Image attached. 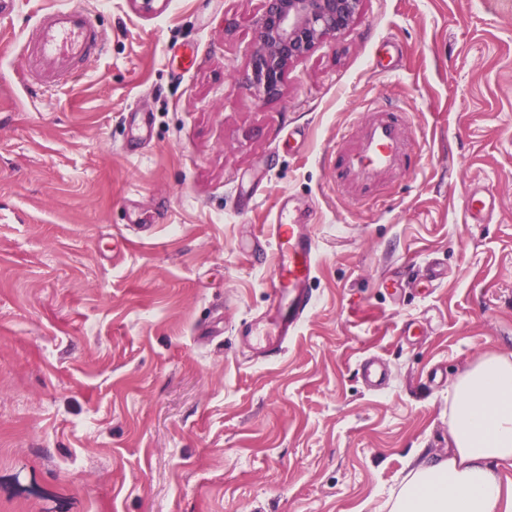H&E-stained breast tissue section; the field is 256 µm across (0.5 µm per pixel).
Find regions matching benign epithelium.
I'll use <instances>...</instances> for the list:
<instances>
[{
	"instance_id": "1",
	"label": "benign epithelium",
	"mask_w": 512,
	"mask_h": 512,
	"mask_svg": "<svg viewBox=\"0 0 512 512\" xmlns=\"http://www.w3.org/2000/svg\"><path fill=\"white\" fill-rule=\"evenodd\" d=\"M250 50L246 86L260 95L280 93L288 69L349 30L364 0H262Z\"/></svg>"
}]
</instances>
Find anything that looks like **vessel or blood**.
I'll return each mask as SVG.
<instances>
[{"instance_id":"1","label":"vessel or blood","mask_w":512,"mask_h":512,"mask_svg":"<svg viewBox=\"0 0 512 512\" xmlns=\"http://www.w3.org/2000/svg\"><path fill=\"white\" fill-rule=\"evenodd\" d=\"M39 36L28 45L30 74L45 86L62 83L76 74L78 64L98 55L103 46L87 11L62 7L42 14L38 19ZM359 146L348 151L337 143L335 162L344 177L373 183L400 170L407 154L402 125L393 113L370 114L356 132ZM493 194L477 188L464 200L468 223H485L495 207ZM290 202H281L273 223L263 226L255 238L256 248L266 242L276 246L274 274L270 279L271 303L266 314L265 332L255 334L256 357L269 358L282 353L290 336L312 308L309 284L318 258V241L312 225L299 223Z\"/></svg>"}]
</instances>
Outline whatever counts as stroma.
Listing matches in <instances>:
<instances>
[{
    "label": "stroma",
    "instance_id": "1",
    "mask_svg": "<svg viewBox=\"0 0 512 512\" xmlns=\"http://www.w3.org/2000/svg\"><path fill=\"white\" fill-rule=\"evenodd\" d=\"M80 2L105 44L32 81L40 13ZM262 0H19L0 20V512H381L448 452V387L512 354V0H364L354 25L239 89ZM385 108L401 176L337 191V139ZM483 181L498 207L466 221ZM319 243L281 355L245 250L282 199ZM447 279L414 278L431 258ZM390 378L371 389L365 359Z\"/></svg>",
    "mask_w": 512,
    "mask_h": 512
}]
</instances>
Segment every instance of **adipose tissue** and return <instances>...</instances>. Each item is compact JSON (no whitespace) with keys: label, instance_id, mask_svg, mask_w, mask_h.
I'll use <instances>...</instances> for the list:
<instances>
[{"label":"adipose tissue","instance_id":"ef3b65f1","mask_svg":"<svg viewBox=\"0 0 512 512\" xmlns=\"http://www.w3.org/2000/svg\"><path fill=\"white\" fill-rule=\"evenodd\" d=\"M512 357L487 354L448 392V455L425 457L386 501L387 512H512Z\"/></svg>","mask_w":512,"mask_h":512}]
</instances>
